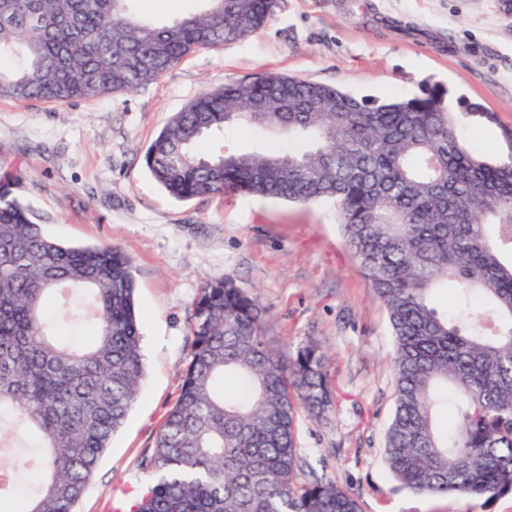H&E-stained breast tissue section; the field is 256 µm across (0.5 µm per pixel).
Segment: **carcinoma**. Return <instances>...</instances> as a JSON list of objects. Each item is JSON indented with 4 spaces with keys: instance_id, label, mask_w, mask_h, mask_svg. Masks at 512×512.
<instances>
[{
    "instance_id": "obj_1",
    "label": "carcinoma",
    "mask_w": 512,
    "mask_h": 512,
    "mask_svg": "<svg viewBox=\"0 0 512 512\" xmlns=\"http://www.w3.org/2000/svg\"><path fill=\"white\" fill-rule=\"evenodd\" d=\"M128 0H0V97L66 101L125 93L193 52L264 26L276 0H206L170 25ZM497 116L413 97L359 100L270 73L206 90L145 153L154 180L187 201L226 191L293 203L330 201L346 245L387 312L394 412L384 461L405 489L483 498L512 492V128L498 158L463 134ZM262 127L292 146L228 150L229 128ZM215 137L204 154L202 139ZM0 176V447L32 435L0 468V512H74L139 395L144 363L130 257L45 236ZM455 284L460 313L432 294ZM180 394L145 466L131 512H359L332 482L297 481L300 414L331 401L324 355L267 346L256 302L209 278L189 319ZM238 388L226 394L227 383ZM451 407V428L437 426Z\"/></svg>"
}]
</instances>
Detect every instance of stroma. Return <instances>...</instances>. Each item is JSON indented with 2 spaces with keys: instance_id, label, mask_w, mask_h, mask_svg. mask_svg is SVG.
Returning <instances> with one entry per match:
<instances>
[{
  "instance_id": "stroma-1",
  "label": "stroma",
  "mask_w": 512,
  "mask_h": 512,
  "mask_svg": "<svg viewBox=\"0 0 512 512\" xmlns=\"http://www.w3.org/2000/svg\"><path fill=\"white\" fill-rule=\"evenodd\" d=\"M204 6L130 3L160 25ZM268 73L359 98L442 85L451 103L496 113V124L467 133L493 156L501 128L512 126V0H277L260 31L192 54L134 91L61 103L0 99V172L16 177L43 233L119 248L135 267L145 377L76 512H103L115 492L148 479L141 462L179 395L195 301L207 278L222 275L257 301L272 348L291 354L314 342L326 354L333 402L300 417V482L335 483L361 512H512V494L420 496L389 474L393 338L332 203L243 193L178 201L152 180L146 149L176 112L205 89Z\"/></svg>"
}]
</instances>
